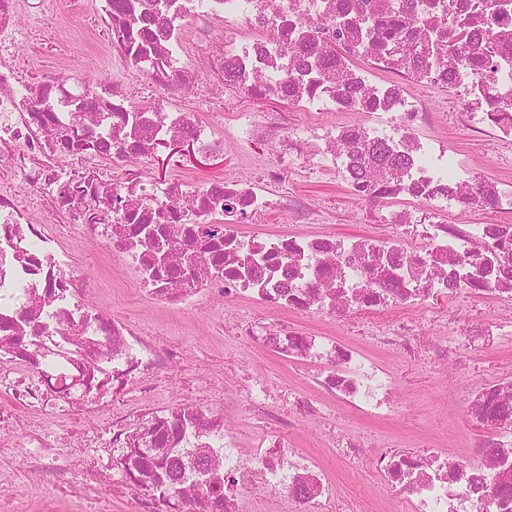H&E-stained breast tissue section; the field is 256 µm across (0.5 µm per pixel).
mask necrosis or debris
<instances>
[{"instance_id": "obj_1", "label": "necrosis or debris", "mask_w": 512, "mask_h": 512, "mask_svg": "<svg viewBox=\"0 0 512 512\" xmlns=\"http://www.w3.org/2000/svg\"><path fill=\"white\" fill-rule=\"evenodd\" d=\"M387 0H94L99 50L127 81L93 87L73 76L30 82L15 55L18 22L40 6L0 0V450L23 433L30 473L51 472L54 497L24 512H83L77 481L136 495L137 512H187L189 499L224 498L245 512L252 490L278 512H374L335 489L313 455L288 440L319 415L327 398L374 420L402 412L398 378L384 350L420 363L422 324L435 335L433 359H447L448 335L470 343L503 339L496 321L458 320L463 304L488 299L512 307V178L486 183L445 142L422 136L433 118L425 89L449 90L456 118L512 149V0H452L460 37L485 60V73L448 64L440 24L443 0H404L405 39L420 58L402 62L374 42L367 21L386 16ZM212 95L287 97L299 117L271 123L252 112L223 125L199 118L185 90ZM103 141L105 178L70 168L85 136ZM187 140L205 153L259 141L270 150L261 176L221 183L175 176L157 180L152 153ZM384 143L396 170L365 175L368 149ZM338 177L357 200L388 202L387 229L336 237L285 176ZM492 200L494 223L452 224L449 214ZM301 232L274 230L285 217ZM102 244L106 265L138 275L141 294L173 309L207 292L254 301L273 312L362 318V339L324 336L305 325L243 317L239 335L309 366L311 395L286 408L258 382L239 403L278 434L245 451L221 409L182 402L135 418L114 408L137 382L153 399L155 376L182 360L178 346L157 351L139 324L116 319L87 298L62 232ZM471 388L468 428L480 441L471 462L434 445L384 442L365 454L362 438L343 435V460L368 458L366 473L394 512H512V381L495 369ZM63 421V448L46 443L35 419ZM104 437L91 466L76 468L65 445ZM117 455L178 464L181 493L160 504L142 474Z\"/></svg>"}]
</instances>
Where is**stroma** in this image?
<instances>
[{"instance_id": "stroma-1", "label": "stroma", "mask_w": 512, "mask_h": 512, "mask_svg": "<svg viewBox=\"0 0 512 512\" xmlns=\"http://www.w3.org/2000/svg\"><path fill=\"white\" fill-rule=\"evenodd\" d=\"M89 3L90 0H71L68 42L53 40L48 30H41V54L32 63L35 70L78 76L93 85L122 80L120 65L99 56L96 34L83 20ZM188 96L198 99V112L203 118L218 123L239 112H254L273 123L294 110L287 100L273 96L253 97L228 91L222 99L211 100L194 88L189 90ZM431 109L434 119L425 127L426 135L444 138L451 152L482 169L487 180L512 175V158H502L491 145L477 140L466 130L450 126L456 105L448 91L433 92ZM166 155V149L155 148L152 165L155 177L164 180L178 173L200 182L220 183L245 172L247 164L260 162L267 157L268 150L263 143L253 142L219 154L183 151L172 162L167 161ZM282 187L300 195L312 206L328 211L330 219L326 228L337 236L376 233L385 222L384 208L355 201L333 177L318 176L304 181L290 176ZM75 256L83 263L85 275L93 287V302L106 307L118 318L140 324L158 346L176 343L183 348V362L171 367L167 375L159 379L154 406L164 407L177 398L220 406L233 401L242 388L255 380L264 381L275 389L300 387L302 374L298 369L289 367L274 353L230 334L229 328L237 313L233 305L203 296L190 307L160 311L141 298L122 273L105 275L93 256L84 250H76ZM385 361L399 379L398 397L404 406L399 418L374 423L326 404L322 411L328 414V422L304 420L294 436L296 446L317 455L342 490L365 487L370 500L379 503L384 498L379 484L366 482L363 471L348 470L337 463L328 446L331 423H339L351 433L371 440L389 438L396 442H414L431 436L440 447L463 454L471 452L474 434L464 423L461 390L476 381L471 367H495L501 373H512V340L473 348L464 337L456 336L448 344L445 363L415 366L394 355L386 356ZM0 474L10 478L19 503L51 496L54 490L52 476L28 474L19 450L9 457H0Z\"/></svg>"}]
</instances>
